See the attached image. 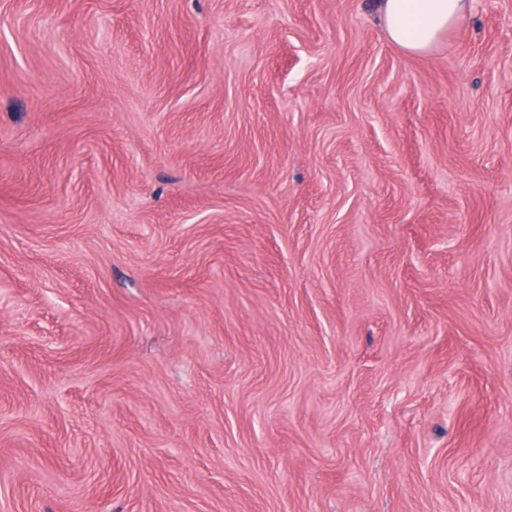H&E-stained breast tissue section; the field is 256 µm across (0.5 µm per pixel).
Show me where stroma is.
Here are the masks:
<instances>
[{
  "label": "stroma",
  "mask_w": 512,
  "mask_h": 512,
  "mask_svg": "<svg viewBox=\"0 0 512 512\" xmlns=\"http://www.w3.org/2000/svg\"><path fill=\"white\" fill-rule=\"evenodd\" d=\"M0 512H512V0H0ZM472 0H379L388 39L408 54H427L471 13Z\"/></svg>",
  "instance_id": "1"
}]
</instances>
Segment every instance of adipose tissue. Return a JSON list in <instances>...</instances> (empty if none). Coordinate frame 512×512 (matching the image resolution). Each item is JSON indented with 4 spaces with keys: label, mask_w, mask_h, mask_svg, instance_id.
<instances>
[{
    "label": "adipose tissue",
    "mask_w": 512,
    "mask_h": 512,
    "mask_svg": "<svg viewBox=\"0 0 512 512\" xmlns=\"http://www.w3.org/2000/svg\"><path fill=\"white\" fill-rule=\"evenodd\" d=\"M471 12V0H379L388 39L404 52L432 51Z\"/></svg>",
    "instance_id": "1"
}]
</instances>
